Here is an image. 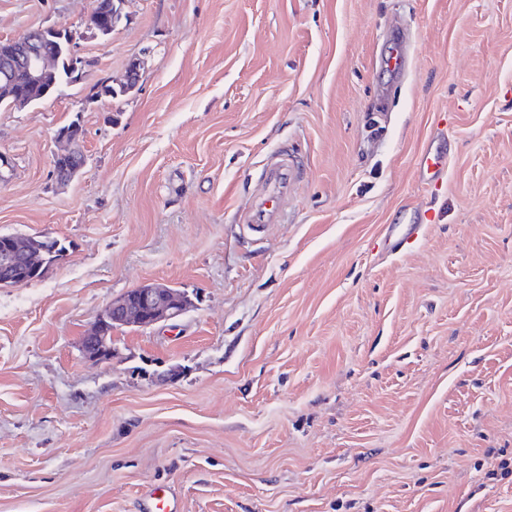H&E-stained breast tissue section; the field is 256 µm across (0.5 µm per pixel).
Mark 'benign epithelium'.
Segmentation results:
<instances>
[{"instance_id": "1", "label": "benign epithelium", "mask_w": 512, "mask_h": 512, "mask_svg": "<svg viewBox=\"0 0 512 512\" xmlns=\"http://www.w3.org/2000/svg\"><path fill=\"white\" fill-rule=\"evenodd\" d=\"M107 7H94L85 20L86 29L101 36H109L122 18L125 0H106ZM75 34L55 27L37 28L21 35L0 39V97L11 100L15 108H24L43 97L46 76L64 65L79 72L88 61L74 53ZM141 62L134 61L126 70L120 84L124 93L133 91L139 82ZM56 139L63 142V150L53 157V172L57 180L67 182L86 163L80 142L67 131H57ZM23 262L33 273H38L43 261L40 253L29 250L20 236L0 237V266L10 271ZM188 308L187 297L169 285L144 283L114 299L107 311L112 313V329L123 327H150L160 322L181 317ZM86 355L100 361H110L117 354L113 337L109 336L104 320L96 318L83 342Z\"/></svg>"}]
</instances>
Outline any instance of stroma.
<instances>
[{
	"instance_id": "stroma-1",
	"label": "stroma",
	"mask_w": 512,
	"mask_h": 512,
	"mask_svg": "<svg viewBox=\"0 0 512 512\" xmlns=\"http://www.w3.org/2000/svg\"><path fill=\"white\" fill-rule=\"evenodd\" d=\"M94 5L0 0V39L66 28L90 62L0 106V232L67 248L0 287V512H153V485L177 512H512V0H127L107 37ZM274 157L291 191L258 232ZM155 280L189 309L89 360ZM56 139L63 142L65 147L60 152L55 153L53 157V172L57 180L67 182L83 168L86 163V155L80 146V142L70 136L68 131L58 130ZM60 160H68V162H71L70 166L67 168V172L62 175L59 174L58 161ZM443 173L440 158L431 153L421 154L417 161V176L423 183L438 182ZM418 224H390L383 238L385 248L390 252H400L410 245ZM102 317H97L93 327L83 342L86 355L100 361H110L117 354L113 344V336H109Z\"/></svg>"
}]
</instances>
